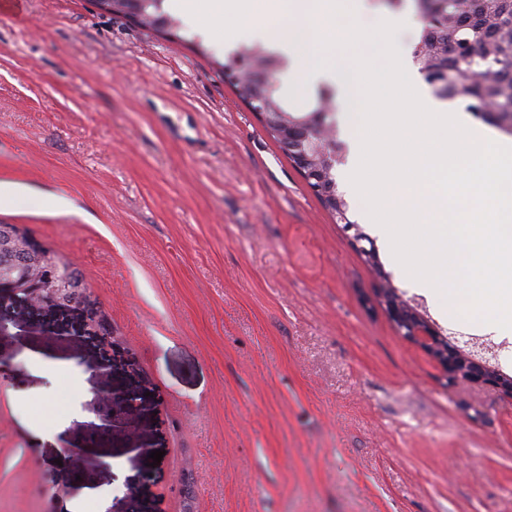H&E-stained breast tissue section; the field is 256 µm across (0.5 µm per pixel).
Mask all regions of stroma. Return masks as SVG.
Listing matches in <instances>:
<instances>
[{"label":"stroma","mask_w":512,"mask_h":512,"mask_svg":"<svg viewBox=\"0 0 512 512\" xmlns=\"http://www.w3.org/2000/svg\"><path fill=\"white\" fill-rule=\"evenodd\" d=\"M224 54L190 21L157 33L93 0L0 15V181L20 187L0 224L76 265L115 339L105 376L76 313L6 311L0 512H512V398L448 383L364 303L375 280L350 232L225 82ZM380 259L512 376V335ZM29 347L68 372L32 369ZM107 392L135 405L92 447ZM47 404L51 442L33 433Z\"/></svg>","instance_id":"1"}]
</instances>
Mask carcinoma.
<instances>
[{
	"instance_id": "carcinoma-1",
	"label": "carcinoma",
	"mask_w": 512,
	"mask_h": 512,
	"mask_svg": "<svg viewBox=\"0 0 512 512\" xmlns=\"http://www.w3.org/2000/svg\"><path fill=\"white\" fill-rule=\"evenodd\" d=\"M422 32L413 50V59L423 78L437 80L448 92L446 98L466 103L469 112L485 111V103L498 104L512 99V28L507 21L512 19V0H443L441 8L448 13V24H434L423 0H415ZM163 0H112V11L129 17L139 13L144 16L145 26L157 32H166L173 19L165 16ZM483 33L488 42L485 52L494 61L480 82L469 76L474 69L470 55L472 42L478 33ZM240 62L260 69L265 80H254L241 76L232 83L238 98L245 104L254 98H263L273 110L288 117L289 126L269 125L266 131L278 143H283L293 133H304L319 137L324 142V151L336 155V165L343 164V144L336 138L332 102L335 94L329 88L318 91L313 107L307 111L293 108L279 92L277 76L288 66L282 54L256 42L241 47L224 56L221 72L235 69ZM322 206L338 224H351L350 206L343 194L334 189L327 196L317 195ZM24 253L0 235V278L20 276L25 267ZM88 286L79 270L71 271L64 283L63 293L68 302L79 301Z\"/></svg>"
}]
</instances>
